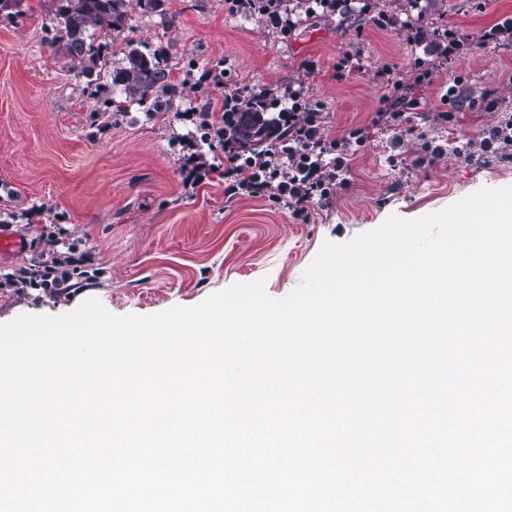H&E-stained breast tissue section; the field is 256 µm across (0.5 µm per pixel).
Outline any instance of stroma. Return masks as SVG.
<instances>
[{"label": "stroma", "instance_id": "1", "mask_svg": "<svg viewBox=\"0 0 512 512\" xmlns=\"http://www.w3.org/2000/svg\"><path fill=\"white\" fill-rule=\"evenodd\" d=\"M408 8L409 0H347L335 12H302L284 33L262 15L232 12L226 0H165L156 12L134 10L127 34L93 30L111 62L129 40L162 57L184 84L169 120L151 118L153 102L124 101L104 77L60 54L44 7L0 17V230L43 249L75 244L100 272L61 296L0 288V324L59 316L92 297L119 316L152 315L261 278L269 295L282 298L324 242L349 241L393 214L416 219L480 188L512 185V159L480 150L512 117V43L476 40L512 18V0H418L432 29L413 45L397 26ZM448 28L463 42L453 56L438 37ZM347 52L356 55L355 69L339 81L336 63ZM413 56L434 74L410 84L412 132L401 138L372 117L395 94L388 70ZM218 63L223 85L201 82ZM285 83L306 87L324 116L323 140L363 133L364 145L343 148L331 200L301 219L267 196L228 193L216 174L185 185L181 171L193 166V154L215 167L224 155L197 146L196 126L180 111L218 112L240 87ZM487 97L495 110H484ZM451 110L456 117L445 122ZM101 112L112 113L111 126L100 124ZM42 225L48 235L39 241L33 230Z\"/></svg>", "mask_w": 512, "mask_h": 512}]
</instances>
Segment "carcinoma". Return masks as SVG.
<instances>
[{"label":"carcinoma","instance_id":"1","mask_svg":"<svg viewBox=\"0 0 512 512\" xmlns=\"http://www.w3.org/2000/svg\"><path fill=\"white\" fill-rule=\"evenodd\" d=\"M163 0H49V20L57 22V50L88 74L100 73L106 66V57L100 50L87 44L89 30L122 31L133 6L144 12L157 10ZM32 9L27 0H0V16L12 17ZM171 71L155 58L142 52L134 42L126 44L123 65L109 73L112 86L121 88L125 97L141 100L153 98L160 105H170L176 88L170 81ZM292 113L279 104L274 92L264 90L252 96L232 97L224 101V112L203 113L199 125L201 141L210 146L217 143L226 151L237 154L241 169L248 177L257 172L251 164L253 157L278 147L296 167L309 162L306 152L309 144L298 150L293 141ZM73 246L64 250L34 252L26 265L0 279V288H54L62 290L93 279L87 270L74 266Z\"/></svg>","mask_w":512,"mask_h":512}]
</instances>
